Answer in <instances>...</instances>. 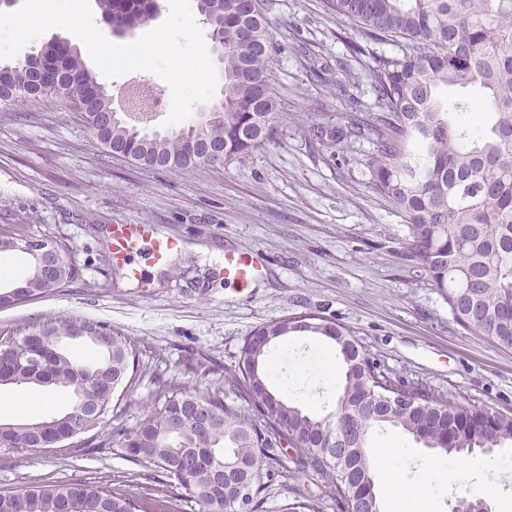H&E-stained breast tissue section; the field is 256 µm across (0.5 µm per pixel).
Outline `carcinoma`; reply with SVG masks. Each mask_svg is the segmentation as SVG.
<instances>
[{"label": "carcinoma", "instance_id": "cac0c4a2", "mask_svg": "<svg viewBox=\"0 0 512 512\" xmlns=\"http://www.w3.org/2000/svg\"><path fill=\"white\" fill-rule=\"evenodd\" d=\"M111 29L151 21L158 0H98ZM215 46H224V98L209 116L168 135L143 133L113 114L112 95L72 45L48 43L14 65H0V103L55 98L71 102L106 150L135 152L131 161L153 169L215 166L242 158L270 139L276 106L270 95L271 41L259 0H195ZM375 44L397 43L402 55L371 52L368 65L376 111L331 130L314 122L313 135L352 142L372 135L377 156L369 187L403 215L407 251L438 288L456 322L497 347L512 350V0H328ZM24 225H0V254L22 251ZM59 252L54 275L31 257L20 284L36 297L69 286L76 270ZM303 323L325 337L345 364L336 409L323 417L273 394L265 368L269 344ZM73 336L101 355L83 365L61 349ZM34 341L49 356L35 369ZM137 348L109 324L86 318L0 329V386L81 385L93 412L78 418L79 398L64 413L0 425V449L71 450L81 430L89 452L118 448L135 465L162 474L158 485L135 493L107 481H44L18 493L0 491V512H179L180 502L201 512H234L238 487L249 491L248 512H265L267 491L284 467L278 449H290L288 476L310 473L319 492L300 495L285 512H321L324 498L337 512H380L370 491V432L391 425L426 448L472 455L512 446V415L450 400L422 385L392 380L377 370L352 331L316 315L285 317L243 340L227 372L241 404L224 402V388L191 391L162 381L151 408L133 430L114 427L100 439L112 400L135 376ZM414 405L384 413L381 385ZM207 411L213 421L197 424Z\"/></svg>", "mask_w": 512, "mask_h": 512}]
</instances>
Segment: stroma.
<instances>
[{
	"mask_svg": "<svg viewBox=\"0 0 512 512\" xmlns=\"http://www.w3.org/2000/svg\"><path fill=\"white\" fill-rule=\"evenodd\" d=\"M272 42L273 138L221 166L158 172L110 155L71 109L56 100L0 104V224L62 244L77 274L62 292L0 304V329L74 317L106 322L137 347L135 384L102 427L132 429L145 415L157 379L198 392L223 384L246 336L289 315L314 314L350 329L382 372L419 382L448 398L512 413V350L464 330L437 288L407 258L401 213L368 188L369 139L311 140L310 120L347 123L350 105L374 107L367 57L347 44L355 25L326 0H264ZM116 224H154L177 249L163 264L135 256L139 278L112 262ZM267 255L248 290L227 283L225 251ZM281 355L271 390L320 415L336 408L338 385L323 367L328 344L296 333L274 346ZM213 361L209 374L189 362ZM394 445L409 483L427 485L419 512H452L472 491L492 488V512H512V447L471 456L465 482L428 473L434 450L383 426L370 448ZM150 469L117 452H0V490L93 477L150 484Z\"/></svg>",
	"mask_w": 512,
	"mask_h": 512,
	"instance_id": "1",
	"label": "stroma"
}]
</instances>
